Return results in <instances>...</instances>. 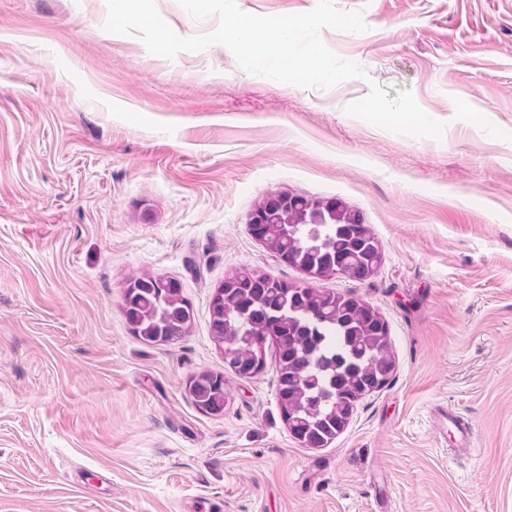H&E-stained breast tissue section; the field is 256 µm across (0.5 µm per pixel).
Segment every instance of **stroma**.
Here are the masks:
<instances>
[{
  "label": "stroma",
  "instance_id": "35a3bbf8",
  "mask_svg": "<svg viewBox=\"0 0 512 512\" xmlns=\"http://www.w3.org/2000/svg\"><path fill=\"white\" fill-rule=\"evenodd\" d=\"M156 4L182 37L218 24ZM334 4L367 29L321 37L366 75L321 90L214 46L152 55L105 0H0V512H512V0ZM374 82L443 138L347 114ZM275 191L346 203L383 252L320 284L380 312L396 356L323 448L289 433L275 367L239 378L210 335L227 272L305 280L249 231ZM139 277L180 282L188 333L132 334ZM205 370L223 414L188 393ZM437 416L443 419L447 417L448 423L453 425L456 429V447L453 448V451L458 455L470 454L471 448L473 447V434L470 426L465 422H461L459 420L460 417L455 413L453 409L448 408V410H446L442 408L438 411Z\"/></svg>",
  "mask_w": 512,
  "mask_h": 512
}]
</instances>
